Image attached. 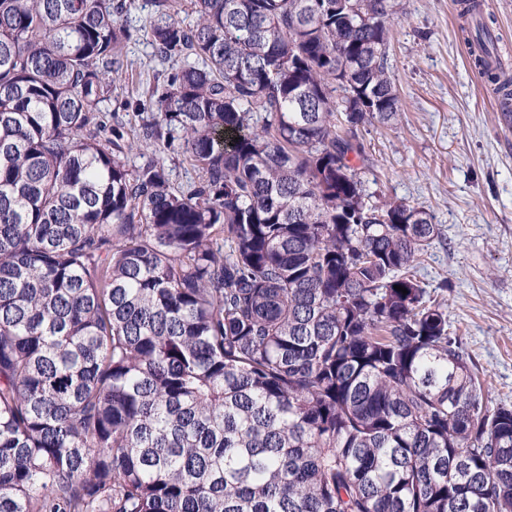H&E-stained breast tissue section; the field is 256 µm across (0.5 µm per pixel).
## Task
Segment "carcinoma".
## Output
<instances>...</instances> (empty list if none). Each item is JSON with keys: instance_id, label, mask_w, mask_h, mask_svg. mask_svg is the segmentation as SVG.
Masks as SVG:
<instances>
[{"instance_id": "1", "label": "carcinoma", "mask_w": 512, "mask_h": 512, "mask_svg": "<svg viewBox=\"0 0 512 512\" xmlns=\"http://www.w3.org/2000/svg\"><path fill=\"white\" fill-rule=\"evenodd\" d=\"M191 5L152 0L171 68L121 116L126 0H0V512H512L437 225L359 176L395 0Z\"/></svg>"}]
</instances>
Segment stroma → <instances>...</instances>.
<instances>
[{
  "instance_id": "obj_1",
  "label": "stroma",
  "mask_w": 512,
  "mask_h": 512,
  "mask_svg": "<svg viewBox=\"0 0 512 512\" xmlns=\"http://www.w3.org/2000/svg\"><path fill=\"white\" fill-rule=\"evenodd\" d=\"M455 0H399L390 58L399 94L388 124L362 128L373 201L427 210L440 234L419 268L447 284L448 324L490 405L512 406V126L470 63Z\"/></svg>"
}]
</instances>
